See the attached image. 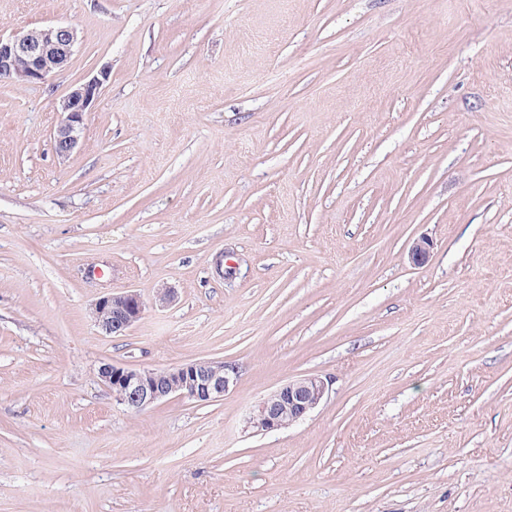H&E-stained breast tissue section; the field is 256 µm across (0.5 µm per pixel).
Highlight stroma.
Segmentation results:
<instances>
[{
	"mask_svg": "<svg viewBox=\"0 0 512 512\" xmlns=\"http://www.w3.org/2000/svg\"><path fill=\"white\" fill-rule=\"evenodd\" d=\"M60 24L64 71L0 82V512H512V0H0ZM108 290L149 302L126 334ZM196 360L223 399L97 377ZM109 75L106 68L100 69L72 87L60 100L58 110L64 117L53 135L54 149L60 158L69 157L78 147L87 114L102 95ZM147 303L141 293L125 290L106 293L93 304L92 317L97 328L106 335H123L138 323ZM100 380L119 404L134 411L178 395L199 402H213L224 397L236 383L233 366L223 362L196 361L157 370L104 363ZM329 383L318 375L288 381L263 398L249 417L259 433L287 428L305 419L324 400Z\"/></svg>",
	"mask_w": 512,
	"mask_h": 512,
	"instance_id": "obj_1",
	"label": "stroma"
}]
</instances>
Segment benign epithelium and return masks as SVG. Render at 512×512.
Masks as SVG:
<instances>
[{
	"mask_svg": "<svg viewBox=\"0 0 512 512\" xmlns=\"http://www.w3.org/2000/svg\"><path fill=\"white\" fill-rule=\"evenodd\" d=\"M77 39L72 25L32 28L5 37L0 34V75L23 85H38L63 71L74 53ZM109 71L96 74L75 85L62 97L59 111L63 119L53 135L57 156L69 157L78 147L88 112L102 95ZM147 303L136 290L106 293L93 304L92 317L106 335H123L138 323ZM100 380L117 402L140 411L178 395L199 402H213L236 382L233 366L224 362L196 361L157 370L104 363ZM329 383L318 375L291 380L263 398L249 417V426L267 433L287 428L305 419L324 400Z\"/></svg>",
	"mask_w": 512,
	"mask_h": 512,
	"instance_id": "1",
	"label": "benign epithelium"
}]
</instances>
